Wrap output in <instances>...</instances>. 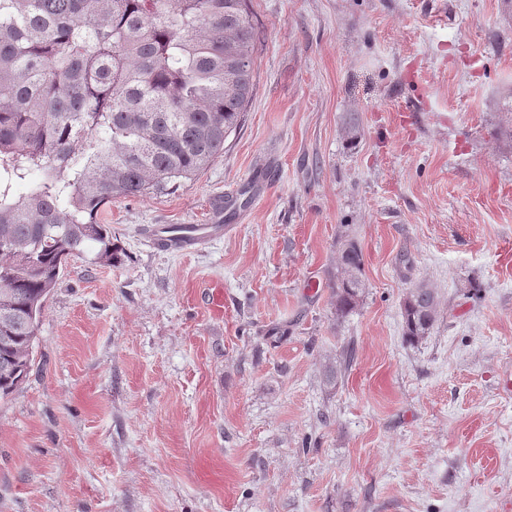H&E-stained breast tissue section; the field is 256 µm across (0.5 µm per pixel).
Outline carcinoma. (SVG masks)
Instances as JSON below:
<instances>
[{
  "label": "carcinoma",
  "instance_id": "1",
  "mask_svg": "<svg viewBox=\"0 0 512 512\" xmlns=\"http://www.w3.org/2000/svg\"><path fill=\"white\" fill-rule=\"evenodd\" d=\"M247 0H0V399L33 367L67 257L120 248L100 221L115 199L172 189L224 151L252 96L259 31ZM41 173L25 196L14 185ZM343 315L365 281L340 238ZM433 289H409L404 336H426Z\"/></svg>",
  "mask_w": 512,
  "mask_h": 512
}]
</instances>
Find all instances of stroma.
<instances>
[{
    "instance_id": "35a3bbf8",
    "label": "stroma",
    "mask_w": 512,
    "mask_h": 512,
    "mask_svg": "<svg viewBox=\"0 0 512 512\" xmlns=\"http://www.w3.org/2000/svg\"><path fill=\"white\" fill-rule=\"evenodd\" d=\"M248 6L256 77L221 156L105 207L122 263L66 260L34 369L0 400V512H512V15ZM252 180L224 237L150 241ZM346 233L366 288L340 317ZM421 283L438 315L409 345ZM437 306V296L432 288L418 285L409 289L403 303L407 342H416L429 333L436 320Z\"/></svg>"
}]
</instances>
